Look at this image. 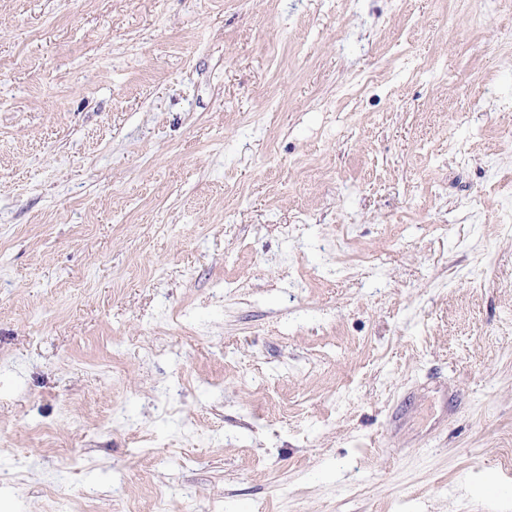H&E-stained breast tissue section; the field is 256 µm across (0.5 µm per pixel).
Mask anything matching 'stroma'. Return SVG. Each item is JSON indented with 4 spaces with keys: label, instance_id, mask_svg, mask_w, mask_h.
<instances>
[{
    "label": "stroma",
    "instance_id": "35a3bbf8",
    "mask_svg": "<svg viewBox=\"0 0 512 512\" xmlns=\"http://www.w3.org/2000/svg\"><path fill=\"white\" fill-rule=\"evenodd\" d=\"M511 214L512 0H0V512H512Z\"/></svg>",
    "mask_w": 512,
    "mask_h": 512
}]
</instances>
